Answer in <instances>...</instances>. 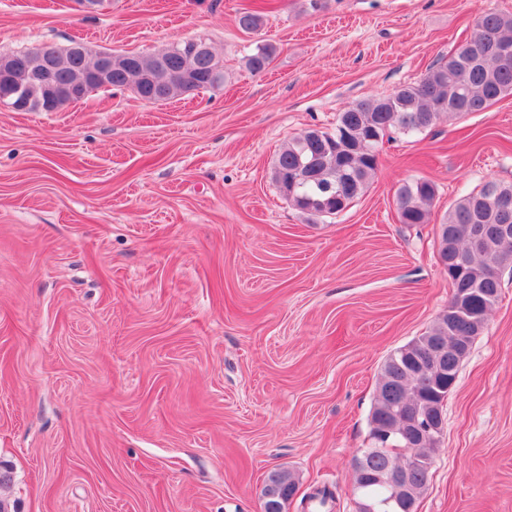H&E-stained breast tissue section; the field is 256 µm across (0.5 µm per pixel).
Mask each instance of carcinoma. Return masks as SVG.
<instances>
[{
  "instance_id": "carcinoma-1",
  "label": "carcinoma",
  "mask_w": 512,
  "mask_h": 512,
  "mask_svg": "<svg viewBox=\"0 0 512 512\" xmlns=\"http://www.w3.org/2000/svg\"><path fill=\"white\" fill-rule=\"evenodd\" d=\"M263 9L246 10L238 17L245 32L258 31L264 23ZM476 33L448 59L430 66L417 82L392 94L350 104L340 113L331 131L311 129L292 139L277 156L273 181L288 203L312 221L343 212L367 188L375 174L379 148L390 131L419 133L443 116L462 117L484 112L502 97L512 94V14L482 12L475 21ZM274 47L256 45L246 57V66L261 73L269 66ZM98 65L96 53L65 55L50 70L45 83H28L24 89L27 110L56 112L98 90L95 84L77 95L45 102L47 88L67 87L74 74H92ZM224 72L214 52L201 44L181 41L154 55L130 54L125 65L112 69V86L130 85L150 103H167L182 95L211 88L223 82ZM436 195L435 184L418 178L403 183L396 203L402 224H424ZM512 183L486 182L479 191L460 199L439 227L438 259L448 270L451 295L461 297L471 308L468 319L448 325L442 311L430 330L397 349L386 359L380 373L370 415L373 449L353 466L352 479L361 485L356 502L382 503L394 495L385 481L386 458L394 465L410 467L409 496L416 502L424 494L438 441L409 434L411 413L431 420L443 414L445 400L454 388L448 376L427 378L419 374L432 344L448 347L443 367L459 370L456 342L471 346L484 329L498 298L501 276L512 269ZM398 448L402 454L379 453ZM285 493L296 486L292 473L275 471L268 477Z\"/></svg>"
}]
</instances>
